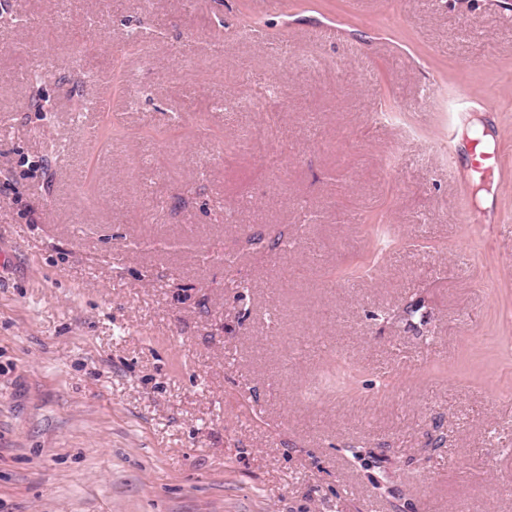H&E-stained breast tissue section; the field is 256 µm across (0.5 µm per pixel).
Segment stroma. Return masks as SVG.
Listing matches in <instances>:
<instances>
[{
	"label": "stroma",
	"mask_w": 512,
	"mask_h": 512,
	"mask_svg": "<svg viewBox=\"0 0 512 512\" xmlns=\"http://www.w3.org/2000/svg\"><path fill=\"white\" fill-rule=\"evenodd\" d=\"M0 512H512V6L8 0Z\"/></svg>",
	"instance_id": "1"
}]
</instances>
